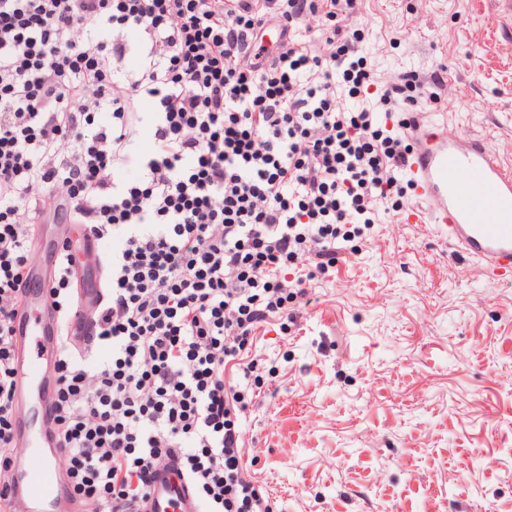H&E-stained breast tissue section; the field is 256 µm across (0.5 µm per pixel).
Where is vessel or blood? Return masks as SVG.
Instances as JSON below:
<instances>
[{
	"label": "vessel or blood",
	"mask_w": 512,
	"mask_h": 512,
	"mask_svg": "<svg viewBox=\"0 0 512 512\" xmlns=\"http://www.w3.org/2000/svg\"><path fill=\"white\" fill-rule=\"evenodd\" d=\"M417 144L409 174L417 187L414 220L437 225L455 252L474 259L483 274L512 272V169L500 162L490 143L452 131L447 120L428 113L413 116L405 128ZM59 247L33 249L28 288L17 319L15 432L10 497L12 512H55L67 497L66 468L56 437L53 401L57 376L45 362V349H58L59 328L49 296ZM102 276L82 289V305L69 323L77 346L92 349L96 324L87 311L100 302ZM141 512H202L178 455L150 475Z\"/></svg>",
	"instance_id": "b4317fda"
}]
</instances>
